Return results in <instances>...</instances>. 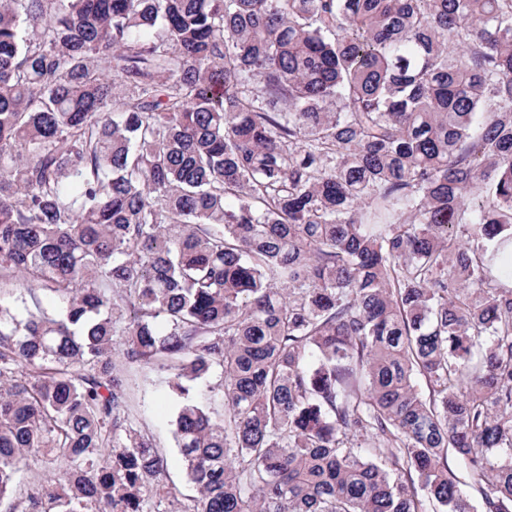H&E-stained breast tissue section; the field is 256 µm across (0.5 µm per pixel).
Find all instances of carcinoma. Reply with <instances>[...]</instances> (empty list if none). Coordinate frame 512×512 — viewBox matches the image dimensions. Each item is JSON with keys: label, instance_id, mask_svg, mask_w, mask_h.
<instances>
[{"label": "carcinoma", "instance_id": "carcinoma-1", "mask_svg": "<svg viewBox=\"0 0 512 512\" xmlns=\"http://www.w3.org/2000/svg\"><path fill=\"white\" fill-rule=\"evenodd\" d=\"M14 282L0 512H512V0H0ZM160 374L150 367L136 370L132 374V388L134 403L140 421L146 428L154 431L161 447L164 449L173 479L180 484V455L178 448L174 447L167 427L169 414L162 400L159 398Z\"/></svg>", "mask_w": 512, "mask_h": 512}]
</instances>
